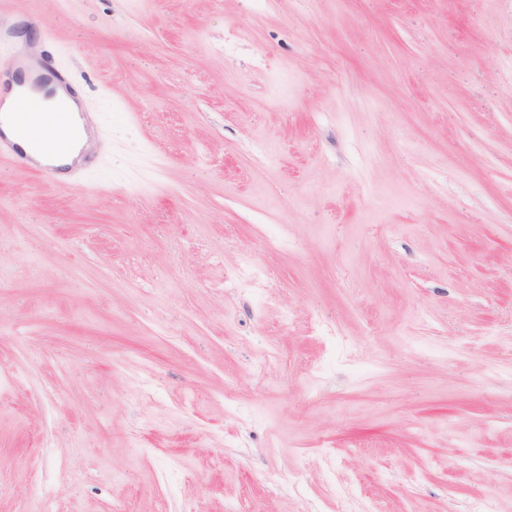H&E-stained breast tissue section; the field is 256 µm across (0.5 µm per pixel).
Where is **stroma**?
<instances>
[{
	"instance_id": "35a3bbf8",
	"label": "stroma",
	"mask_w": 512,
	"mask_h": 512,
	"mask_svg": "<svg viewBox=\"0 0 512 512\" xmlns=\"http://www.w3.org/2000/svg\"><path fill=\"white\" fill-rule=\"evenodd\" d=\"M98 158L0 162V512H512V0H0Z\"/></svg>"
}]
</instances>
